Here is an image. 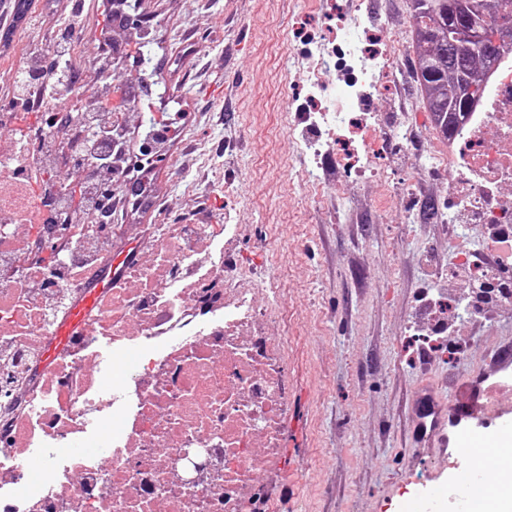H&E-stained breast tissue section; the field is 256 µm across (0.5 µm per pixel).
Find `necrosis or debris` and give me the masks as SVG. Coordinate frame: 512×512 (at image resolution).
<instances>
[{
  "label": "necrosis or debris",
  "mask_w": 512,
  "mask_h": 512,
  "mask_svg": "<svg viewBox=\"0 0 512 512\" xmlns=\"http://www.w3.org/2000/svg\"><path fill=\"white\" fill-rule=\"evenodd\" d=\"M316 120L314 161L342 140L338 161L366 174L389 150L376 112ZM1 128L13 137H0V352L15 369L0 370V512H278L268 483L288 416V314L228 263L237 225H150L137 265L42 370L73 272L109 264L128 227H61L66 187L24 178L66 170L96 195L104 167L79 121L0 112ZM429 172L459 183L458 224L492 225L489 249L512 252V56Z\"/></svg>",
  "instance_id": "obj_1"
}]
</instances>
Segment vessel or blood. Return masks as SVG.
<instances>
[{"label": "vessel or blood", "instance_id": "b4317fda", "mask_svg": "<svg viewBox=\"0 0 512 512\" xmlns=\"http://www.w3.org/2000/svg\"><path fill=\"white\" fill-rule=\"evenodd\" d=\"M134 256L133 247H126L110 265L87 281L75 297L67 315L60 320L54 330V338L47 346L44 356L46 365H53L56 357L66 348L70 338L78 335L88 318L94 314L100 295L116 286L130 259ZM415 410L412 414V441L419 452H427L434 445L448 423V405L423 388H416L412 395ZM500 413L487 416V431L465 429L455 439V465L453 479L449 485L432 488L431 494L440 497L446 494L459 499L463 512H480L485 498L487 483L485 472H497L512 466L500 452L493 430L501 426ZM480 457L481 468H473L471 460Z\"/></svg>", "mask_w": 512, "mask_h": 512}]
</instances>
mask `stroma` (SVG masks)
<instances>
[{"label":"stroma","mask_w":512,"mask_h":512,"mask_svg":"<svg viewBox=\"0 0 512 512\" xmlns=\"http://www.w3.org/2000/svg\"><path fill=\"white\" fill-rule=\"evenodd\" d=\"M86 4V49L106 55L118 74L114 106L176 116L166 152L180 170L158 164L150 221L233 216L239 260L283 288L302 324L288 354L285 445L273 481L280 512H403L410 501L459 512L458 501L430 495L432 482L451 479L447 458L410 446L411 394L430 382L455 411L478 417L489 406L512 421V312L457 322L461 351L430 350L418 333L429 323L422 288L447 294L423 259L448 266L457 250L447 226L408 212L398 191L409 181L425 199L448 193L447 179L426 171L425 148L448 146L412 77L405 0H142L162 88L130 100L124 85L136 77V46L119 29L100 40L98 0ZM344 17L359 20L364 45L387 50L373 87L381 132L418 126L374 178L349 180L324 156L314 189L294 144L320 137L300 108L306 52L338 43ZM260 241L266 253L254 250Z\"/></svg>","instance_id":"obj_1"}]
</instances>
